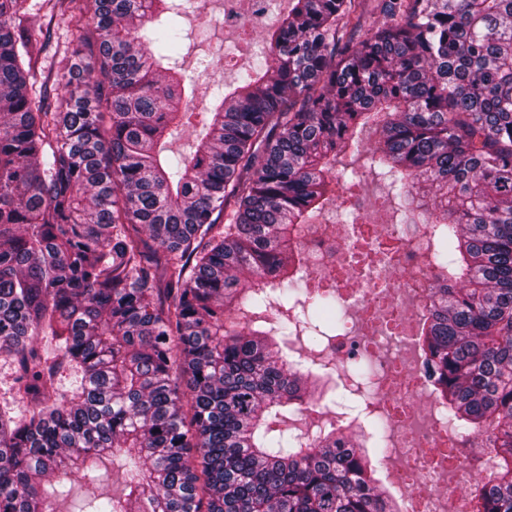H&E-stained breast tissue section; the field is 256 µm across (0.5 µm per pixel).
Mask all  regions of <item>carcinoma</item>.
I'll use <instances>...</instances> for the list:
<instances>
[{"mask_svg": "<svg viewBox=\"0 0 512 512\" xmlns=\"http://www.w3.org/2000/svg\"><path fill=\"white\" fill-rule=\"evenodd\" d=\"M289 4L197 114L199 0H0V354L33 403L0 411V512H402L386 417L273 426L336 405L343 376L348 414L372 394L370 362L310 358L345 302L301 245L331 205L362 223L336 190L366 174L425 226L439 415L498 459L472 512H512V0ZM86 11L48 80L52 24ZM195 118V151L168 156Z\"/></svg>", "mask_w": 512, "mask_h": 512, "instance_id": "1", "label": "carcinoma"}]
</instances>
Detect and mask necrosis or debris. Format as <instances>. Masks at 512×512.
I'll return each instance as SVG.
<instances>
[{"label":"necrosis or debris","mask_w":512,"mask_h":512,"mask_svg":"<svg viewBox=\"0 0 512 512\" xmlns=\"http://www.w3.org/2000/svg\"><path fill=\"white\" fill-rule=\"evenodd\" d=\"M421 237L408 233L384 237L378 226L354 224L332 228L315 225L302 244L320 269L339 270L350 281L341 293L356 309L366 331L358 337H333L327 350L341 360L357 348L367 349L380 364L374 408L398 429L393 442L401 462L386 471L385 482L404 504V512H438L441 484L437 474L448 459L461 460L464 471L475 468L465 448L456 446L446 427L428 432L414 429L411 414L427 393L424 368L407 365L405 351L412 343V313L405 296L422 298L429 286Z\"/></svg>","instance_id":"necrosis-or-debris-1"}]
</instances>
